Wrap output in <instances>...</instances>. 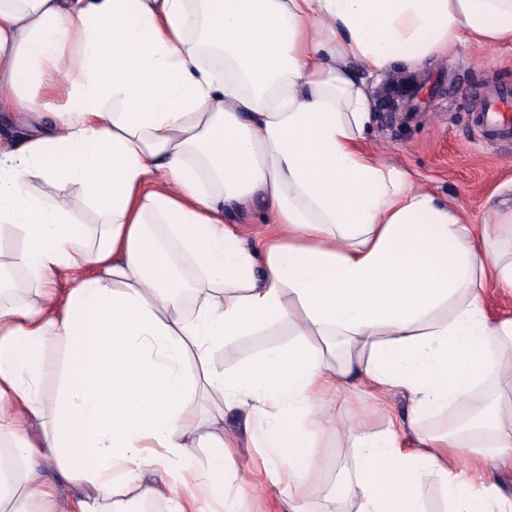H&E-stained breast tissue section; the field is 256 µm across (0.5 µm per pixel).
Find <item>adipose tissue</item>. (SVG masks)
I'll return each mask as SVG.
<instances>
[{"label":"adipose tissue","mask_w":512,"mask_h":512,"mask_svg":"<svg viewBox=\"0 0 512 512\" xmlns=\"http://www.w3.org/2000/svg\"><path fill=\"white\" fill-rule=\"evenodd\" d=\"M464 39L512 43V0H0V111L33 123L0 142L15 160L0 166V224L22 241L0 271L24 270L39 297L0 299V505L57 512L47 466L81 487L74 512H205L237 410L282 512L320 485L325 434L351 451L355 512H426L433 483L444 512H512L459 471L512 465V320L482 305L486 288L512 291L494 245L512 209L474 230L365 145L373 79ZM39 180L78 187L99 236ZM256 207L267 231L249 244L226 215ZM279 328L288 345L212 363ZM50 343L62 367L35 437ZM490 380L475 429H425ZM355 382L404 390L409 415L378 430L340 418L328 396Z\"/></svg>","instance_id":"obj_1"}]
</instances>
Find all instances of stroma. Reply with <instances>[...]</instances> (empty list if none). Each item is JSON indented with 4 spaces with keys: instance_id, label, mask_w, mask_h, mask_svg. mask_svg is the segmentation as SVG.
<instances>
[{
    "instance_id": "35a3bbf8",
    "label": "stroma",
    "mask_w": 512,
    "mask_h": 512,
    "mask_svg": "<svg viewBox=\"0 0 512 512\" xmlns=\"http://www.w3.org/2000/svg\"><path fill=\"white\" fill-rule=\"evenodd\" d=\"M387 75L414 79L415 90L401 97L387 93L386 81L374 87L367 145L383 162L409 172L415 183L427 185L439 202L464 209L470 223L483 226L490 194L512 181V141L477 128L471 107L500 80L512 77V46L464 43L452 57L429 62L419 70L394 62ZM288 340L284 330L244 336L233 350H214L213 362L218 367L231 366ZM332 399L342 417L359 418L372 428L385 427L391 418H404L411 405L407 393L397 390L388 399L389 412H382L364 386L344 388ZM224 427L239 440L227 480L247 473L257 486L256 492L235 503L236 512H279L282 489L266 474L262 451L251 441L253 430L244 414H227ZM318 454L324 462L323 484L305 500L306 512H330L329 497L341 489L336 474L349 461L343 442L332 436L321 439Z\"/></svg>"
}]
</instances>
